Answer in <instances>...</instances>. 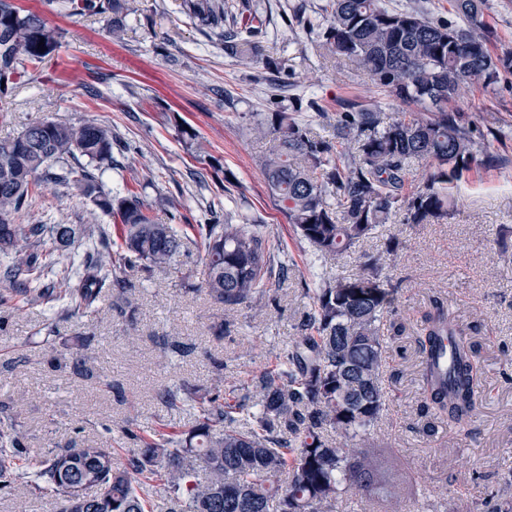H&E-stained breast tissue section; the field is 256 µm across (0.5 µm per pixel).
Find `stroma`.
Segmentation results:
<instances>
[{"instance_id": "35a3bbf8", "label": "stroma", "mask_w": 512, "mask_h": 512, "mask_svg": "<svg viewBox=\"0 0 512 512\" xmlns=\"http://www.w3.org/2000/svg\"><path fill=\"white\" fill-rule=\"evenodd\" d=\"M257 2L269 20L262 53L287 61L297 93L316 101L303 116L317 135L332 138L336 114L348 103L387 119L406 111L348 61L320 57L310 35L282 17L285 4L310 11L321 0ZM178 3L135 0L138 11L128 16L120 43L102 19L49 15L67 36L37 81L0 98V140L39 119L112 126L138 150L115 155L101 177L105 189L143 185L147 202L167 197L186 225L204 221L210 206L247 214L275 260L287 263L288 275L272 277L251 307L232 310L199 293L203 267L197 256H182L178 275L132 271L127 300L103 291L79 318H65L63 298L18 311L0 308V429L17 423L26 447L40 453L109 446L126 462L142 436L192 426L196 406L167 404L165 388L186 385L207 394L218 362L227 381L252 386L255 376L279 365L309 308L307 290L358 275L363 255L393 240L399 248L388 275L406 331L386 342L382 383L389 403L372 436L389 466L407 477L400 500L420 499L427 512H484L489 493L512 500V250L495 245L501 237L512 241V85L482 92L464 84L450 103L481 133L477 146L494 162L456 181L457 207L447 220L382 225L347 256L331 260L278 210L259 166L264 146L244 132V113L267 106L264 65L225 56L215 37L179 13ZM485 20L494 33L492 51L512 52V0H487ZM227 90L234 104L225 103ZM179 122L195 130L199 148L178 141ZM215 165L227 176L220 189L210 178ZM21 221L96 225L112 241L120 235L118 225L62 187H45ZM437 300L480 345L484 389L468 435L444 423L434 436L423 431L416 338ZM86 336L85 370L55 369L54 358ZM0 512H56L55 495L32 494L20 480L0 489Z\"/></svg>"}]
</instances>
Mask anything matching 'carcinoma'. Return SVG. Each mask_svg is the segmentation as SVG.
<instances>
[{"label": "carcinoma", "instance_id": "cac0c4a2", "mask_svg": "<svg viewBox=\"0 0 512 512\" xmlns=\"http://www.w3.org/2000/svg\"><path fill=\"white\" fill-rule=\"evenodd\" d=\"M465 25L429 18L384 0H324L315 17L299 9L291 22L314 35L325 54L352 63L373 85L415 111L384 123L375 112L348 106L336 113L335 140H325L288 112V65L268 59L269 81L279 90L267 112L248 115L246 130L267 142L260 157L274 204L300 237L322 256L340 259L378 226L399 216L404 224H433L448 218L453 183L491 156L477 158L473 130L448 108L461 84L495 89L512 75V55L490 51L486 0H451ZM51 10L99 16L112 38L121 40L131 0H45ZM181 12L224 45V54L244 65L258 61L264 20L252 0L235 10L227 0H181ZM63 32L16 0H0V97L61 47ZM44 45H39V42ZM117 141L99 123L36 121L16 137L0 141V253L10 264L0 274V307L16 296L31 302L54 291L37 288L41 272L53 267L54 252L92 239L90 225L21 224L36 189L53 184L86 200L93 212L121 225V243L101 240L74 277L59 272V295L67 315L89 309L102 289L125 282L129 270L172 274L173 260L193 245L205 267L196 291L227 307L251 306L274 271L265 236L246 215L219 216L197 225V237L180 231L170 215L162 224L140 192L103 189L99 174L112 167ZM414 161L426 173L411 191L406 173ZM54 250L40 253L46 243ZM397 247L366 255L362 273L328 279L313 296L299 336L280 367L260 374V410L235 385L224 386L216 366L213 394L199 402L195 424L184 433L162 434L119 466L112 449L59 448L35 458V491L50 489L57 512H154L144 486L159 482L160 512H336L348 491L383 488L394 475L380 462L369 434L388 396L382 388L384 323L395 313L397 291L383 275ZM452 355L448 372L438 368L444 346ZM423 357L422 409L470 433L478 410L484 369L478 346L466 337L442 304L425 315L418 337ZM330 429L344 443L322 437ZM28 454L22 431L0 429V488L21 476ZM288 474L280 483L279 475Z\"/></svg>", "mask_w": 512, "mask_h": 512}]
</instances>
